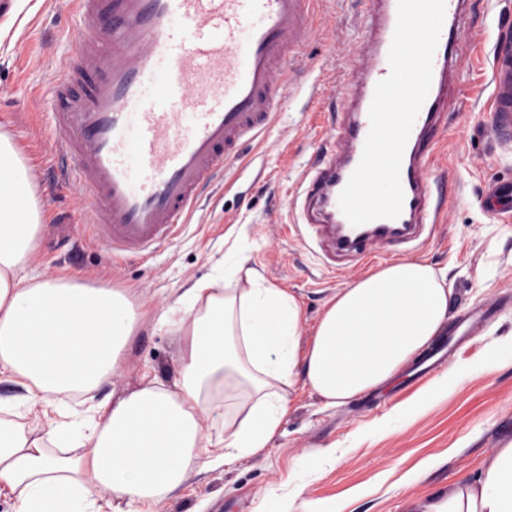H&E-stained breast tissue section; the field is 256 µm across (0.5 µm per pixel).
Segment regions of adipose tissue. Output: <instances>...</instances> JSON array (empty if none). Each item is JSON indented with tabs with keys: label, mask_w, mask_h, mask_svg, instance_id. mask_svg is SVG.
Returning a JSON list of instances; mask_svg holds the SVG:
<instances>
[{
	"label": "adipose tissue",
	"mask_w": 512,
	"mask_h": 512,
	"mask_svg": "<svg viewBox=\"0 0 512 512\" xmlns=\"http://www.w3.org/2000/svg\"><path fill=\"white\" fill-rule=\"evenodd\" d=\"M39 218L34 178L1 131L0 376L25 389L30 413L109 382L140 315L120 292L20 277ZM448 294L427 261L387 265L332 295L307 338L295 295L225 254L174 304L178 379L97 404L79 454L58 453L57 427L0 418V494L14 512H159L191 467L268 448L297 380L330 406L389 384L439 335ZM429 512H512V443Z\"/></svg>",
	"instance_id": "adipose-tissue-1"
}]
</instances>
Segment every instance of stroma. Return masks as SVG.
Segmentation results:
<instances>
[{
    "instance_id": "stroma-1",
    "label": "stroma",
    "mask_w": 512,
    "mask_h": 512,
    "mask_svg": "<svg viewBox=\"0 0 512 512\" xmlns=\"http://www.w3.org/2000/svg\"><path fill=\"white\" fill-rule=\"evenodd\" d=\"M361 9L359 0H324V22L294 60L304 87L290 95L266 139L248 147L249 165L227 166L224 177L233 188L216 187L153 257L116 267L106 246L89 242L74 222L80 188H51L40 174L53 138L48 88L76 33L68 0H0V130L11 133L35 172L42 213L37 250L24 273L34 282L75 277L90 288L121 292L143 313L96 401L128 392L147 376L172 382L179 341L160 315L231 248L245 250L251 266L297 297L307 337L336 291L372 266L396 263L383 251L370 264L354 257L329 263L313 228L295 223L290 209L302 171L325 148L338 115L335 99L350 87ZM459 27V56L449 73L457 102L444 116L434 167L436 180L448 186L446 212L411 256L447 269L451 318L492 307L494 319L415 384L405 373L394 385L336 406L296 384L268 448L191 470L162 512H427L512 440V208L491 214L482 206L492 184L512 183V142L498 139L490 109L491 62L500 32L512 31V0H466ZM319 68L330 84L313 97L306 85L310 70ZM494 350L502 352V364L483 372L481 363ZM459 365L469 366V374L421 404L425 391ZM402 405L415 406L414 415L399 430L387 429ZM320 449L330 452L321 476L301 491L289 485V471Z\"/></svg>"
}]
</instances>
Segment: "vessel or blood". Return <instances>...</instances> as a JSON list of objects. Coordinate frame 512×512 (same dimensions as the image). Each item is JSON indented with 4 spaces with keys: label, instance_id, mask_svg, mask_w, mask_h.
Listing matches in <instances>:
<instances>
[{
    "label": "vessel or blood",
    "instance_id": "1",
    "mask_svg": "<svg viewBox=\"0 0 512 512\" xmlns=\"http://www.w3.org/2000/svg\"><path fill=\"white\" fill-rule=\"evenodd\" d=\"M319 0H72L77 34L52 88L55 185L85 192L81 223L113 259L152 254L189 223L243 144L276 124L293 81L289 59L312 33ZM365 43L350 64L354 92L330 132L329 160L303 172L293 208L335 255L406 247L445 204L430 192V158L448 109L465 0H445L432 83L407 140L398 217L352 225L339 195L358 166L377 83L390 73L397 0H370ZM492 110L512 137V44L496 49Z\"/></svg>",
    "mask_w": 512,
    "mask_h": 512
}]
</instances>
